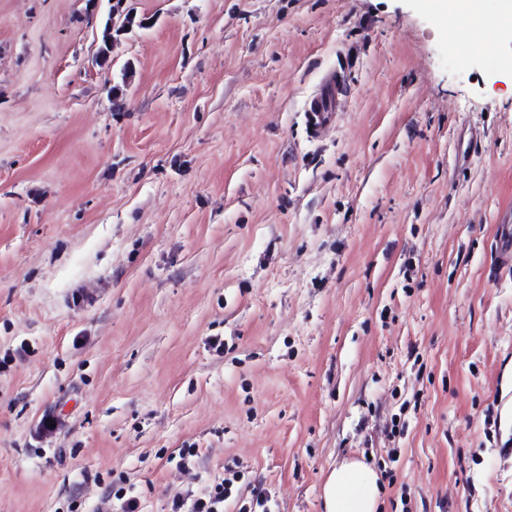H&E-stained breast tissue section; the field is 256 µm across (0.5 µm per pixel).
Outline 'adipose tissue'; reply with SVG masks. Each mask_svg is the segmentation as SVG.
<instances>
[{"label": "adipose tissue", "instance_id": "adipose-tissue-1", "mask_svg": "<svg viewBox=\"0 0 512 512\" xmlns=\"http://www.w3.org/2000/svg\"><path fill=\"white\" fill-rule=\"evenodd\" d=\"M449 22L469 18L485 30L490 48L512 35V0H427ZM379 476L357 460L345 461L328 474L322 489L324 512H377Z\"/></svg>", "mask_w": 512, "mask_h": 512}]
</instances>
